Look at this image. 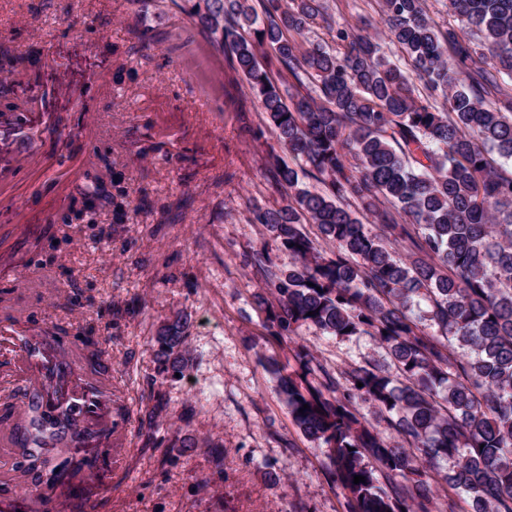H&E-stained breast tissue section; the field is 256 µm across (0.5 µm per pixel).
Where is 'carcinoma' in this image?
Returning a JSON list of instances; mask_svg holds the SVG:
<instances>
[{"instance_id":"cac0c4a2","label":"carcinoma","mask_w":512,"mask_h":512,"mask_svg":"<svg viewBox=\"0 0 512 512\" xmlns=\"http://www.w3.org/2000/svg\"><path fill=\"white\" fill-rule=\"evenodd\" d=\"M170 3L241 77L275 139L263 177L281 200L253 211L252 222L292 264L274 271L267 253L250 257L271 284L253 295L255 307L290 341L303 326L371 336L395 369L353 365L337 375L305 345L295 347L292 374L269 362L295 425L328 449L347 512H432L445 485L470 512H512V172L491 157L512 160V97L501 88L512 81V0H448L458 25L443 32L423 0H380L411 73L365 19L335 24L327 0ZM316 19L335 30L333 43L308 36ZM110 170L98 155L86 188L62 205V223H94L107 199L125 215ZM187 328L182 314L158 329L159 374L187 367ZM81 343L82 371L108 383L105 342ZM70 372L58 361L42 380L62 388ZM46 395L25 394L19 416L13 403L0 405L1 421L17 418L32 479L21 490L86 434L69 410H48ZM360 400L399 441L367 420ZM356 475L365 482L353 483Z\"/></svg>"}]
</instances>
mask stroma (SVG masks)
Returning <instances> with one entry per match:
<instances>
[{
    "mask_svg": "<svg viewBox=\"0 0 512 512\" xmlns=\"http://www.w3.org/2000/svg\"><path fill=\"white\" fill-rule=\"evenodd\" d=\"M104 33L128 48L131 77L115 81L97 48ZM3 51L31 55L11 99L58 95L53 111L0 126V292L31 317L18 330L0 320V396L34 386L41 359L66 358L53 343L38 356L22 349L52 324L95 331L112 354V399L90 421L111 428L112 449L94 473L50 489L54 512H90L104 497L110 512H346L325 449L295 426L267 369L289 351L253 305L265 283L247 258L264 248L285 269L291 257L250 221L279 200L262 175L272 136L223 55L169 0L142 23L126 0H0ZM89 112L84 137L57 141ZM96 148L140 212L118 221L106 205L97 223L55 225ZM179 314L189 364L165 379L150 341ZM298 341L336 370L387 360L367 335L303 327ZM185 441L192 451L164 459ZM215 445L232 461L226 472L211 462Z\"/></svg>",
    "mask_w": 512,
    "mask_h": 512,
    "instance_id": "1",
    "label": "stroma"
}]
</instances>
